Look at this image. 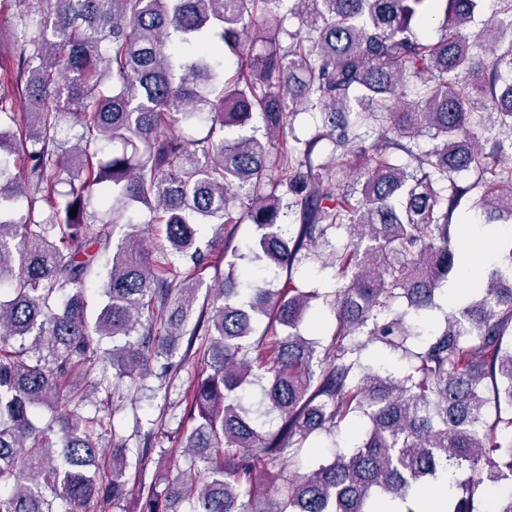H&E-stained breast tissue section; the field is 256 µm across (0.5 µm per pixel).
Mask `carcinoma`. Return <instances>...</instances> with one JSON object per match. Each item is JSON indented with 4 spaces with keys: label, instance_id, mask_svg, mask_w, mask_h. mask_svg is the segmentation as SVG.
Wrapping results in <instances>:
<instances>
[{
    "label": "carcinoma",
    "instance_id": "1",
    "mask_svg": "<svg viewBox=\"0 0 512 512\" xmlns=\"http://www.w3.org/2000/svg\"><path fill=\"white\" fill-rule=\"evenodd\" d=\"M18 2L15 67L0 75V512L124 501L128 454L149 448L122 439L103 465L104 420L67 416L84 400L73 375L105 358L115 386L133 383L153 358L173 367L184 338L186 360L199 336L190 464L139 495L138 512H384L396 501L419 512L415 490L449 466L452 512H479L487 480L512 486V434L498 435L512 428V241L481 287L446 312L440 303L458 271L460 206L512 224V166L500 164L512 142L498 137L512 133V79L501 76L512 71V0L479 24L483 0ZM284 7L304 31L286 49L283 19L270 20ZM429 17L436 41L416 31ZM301 112L339 132L330 160L314 161L319 136L297 156L276 148ZM256 115L265 133L224 137ZM370 119L380 130L366 147ZM178 122H203L206 135L189 143L170 132ZM424 130L440 143L417 156L402 140ZM354 158L365 160L357 186L323 196ZM471 171L474 181L457 179ZM289 196L299 227L286 238ZM143 208L165 226L155 250L138 231L115 237ZM228 224L253 226L248 253L229 252ZM331 229L348 240L332 252L336 325L323 346L300 332L319 294L271 288L265 274L293 270ZM101 252L104 305L91 322L87 277ZM221 263L224 280L205 284ZM106 339L123 341L109 357ZM368 344L408 369L364 363ZM260 346L271 359L251 356ZM247 386L264 392L277 431L244 406ZM42 409L53 416L39 427ZM352 417L366 422L352 448L294 471L315 435ZM259 473L279 483L275 496Z\"/></svg>",
    "mask_w": 512,
    "mask_h": 512
}]
</instances>
